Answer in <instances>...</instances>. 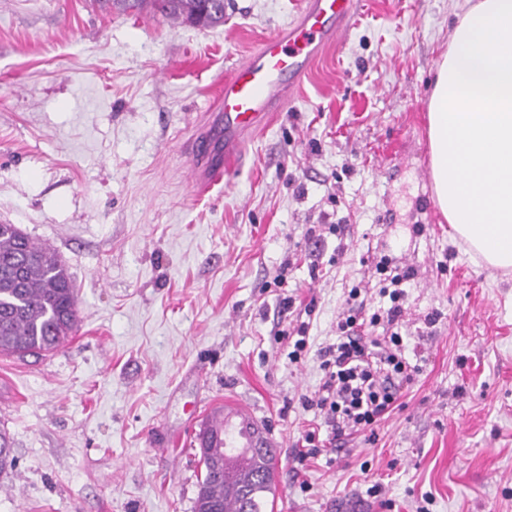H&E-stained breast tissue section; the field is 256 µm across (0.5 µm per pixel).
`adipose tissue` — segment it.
<instances>
[{
  "mask_svg": "<svg viewBox=\"0 0 512 512\" xmlns=\"http://www.w3.org/2000/svg\"><path fill=\"white\" fill-rule=\"evenodd\" d=\"M436 205L471 254L512 272V0L459 16L428 106Z\"/></svg>",
  "mask_w": 512,
  "mask_h": 512,
  "instance_id": "ef3b65f1",
  "label": "adipose tissue"
}]
</instances>
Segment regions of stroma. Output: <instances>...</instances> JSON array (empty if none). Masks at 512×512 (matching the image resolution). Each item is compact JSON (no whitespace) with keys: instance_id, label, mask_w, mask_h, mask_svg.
<instances>
[{"instance_id":"obj_1","label":"stroma","mask_w":512,"mask_h":512,"mask_svg":"<svg viewBox=\"0 0 512 512\" xmlns=\"http://www.w3.org/2000/svg\"><path fill=\"white\" fill-rule=\"evenodd\" d=\"M301 2L224 0L199 28L0 0V223L56 249L80 316L49 357L0 355L17 460L0 512H194L190 412L226 399L278 444L273 512H512V274L420 209L431 80L467 0H361L231 187L191 191L185 145L218 80ZM312 224L344 231L311 240ZM384 255L415 271L399 327L415 382L376 438L299 460L315 352ZM287 296L314 306L299 363L277 336L296 325Z\"/></svg>"}]
</instances>
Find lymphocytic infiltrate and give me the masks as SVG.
Instances as JSON below:
<instances>
[{"label": "lymphocytic infiltrate", "mask_w": 512, "mask_h": 512, "mask_svg": "<svg viewBox=\"0 0 512 512\" xmlns=\"http://www.w3.org/2000/svg\"><path fill=\"white\" fill-rule=\"evenodd\" d=\"M379 295L389 300L387 309L368 311L360 288L350 290L336 323V341L320 348L317 356L323 371L314 395L305 398V408L321 414L327 438L308 433L301 458L318 455L322 448L341 447L346 438L375 430L398 409L404 389L410 388L418 373L405 356L403 339L397 330L404 311L407 283L412 269L392 265L380 258L375 265ZM382 327L385 336L371 337L372 328Z\"/></svg>", "instance_id": "obj_1"}]
</instances>
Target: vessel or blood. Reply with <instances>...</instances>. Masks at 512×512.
Segmentation results:
<instances>
[{"label":"vessel or blood","mask_w":512,"mask_h":512,"mask_svg":"<svg viewBox=\"0 0 512 512\" xmlns=\"http://www.w3.org/2000/svg\"><path fill=\"white\" fill-rule=\"evenodd\" d=\"M358 7L359 0H303L294 22L264 39L224 77L216 96L221 126L199 127L186 145L193 159L191 186L197 194L229 184L245 160L248 137L284 106L291 89L305 79L323 49L346 37ZM210 416L223 420L225 446L274 445L245 406L216 407Z\"/></svg>","instance_id":"vessel-or-blood-1"}]
</instances>
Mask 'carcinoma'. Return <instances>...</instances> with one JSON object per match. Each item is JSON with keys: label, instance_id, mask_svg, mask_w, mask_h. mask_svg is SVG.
Wrapping results in <instances>:
<instances>
[{"label": "carcinoma", "instance_id": "obj_1", "mask_svg": "<svg viewBox=\"0 0 512 512\" xmlns=\"http://www.w3.org/2000/svg\"><path fill=\"white\" fill-rule=\"evenodd\" d=\"M124 11L149 4L185 24L224 23V0H101ZM79 316L67 266L50 246L31 240L14 224H0V354L42 356L64 347ZM200 474L194 512H263L274 494L276 449L252 448L246 466L219 475L224 426L206 424L196 435ZM15 468L10 440L0 430V474Z\"/></svg>", "mask_w": 512, "mask_h": 512}]
</instances>
